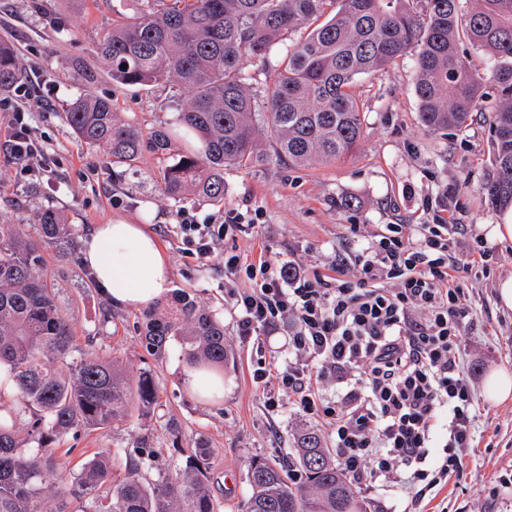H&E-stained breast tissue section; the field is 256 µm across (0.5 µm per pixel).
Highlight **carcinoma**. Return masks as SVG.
<instances>
[{
    "instance_id": "cac0c4a2",
    "label": "carcinoma",
    "mask_w": 512,
    "mask_h": 512,
    "mask_svg": "<svg viewBox=\"0 0 512 512\" xmlns=\"http://www.w3.org/2000/svg\"><path fill=\"white\" fill-rule=\"evenodd\" d=\"M154 8L112 23L100 51L112 79L149 85L175 79L188 90L181 128L143 133L120 119L106 98L84 96L65 112L89 147L131 165L149 149L163 162L164 192L224 200V171L267 160L263 141L295 168L327 165L351 153L363 133V115L349 89L408 53H415L414 92L423 125L449 133L484 115L492 133L491 203L512 207V0H473L464 30L463 0H153ZM299 33L295 41L286 36ZM493 58L490 75L474 72L463 41ZM265 71L272 87L263 101L253 93L247 63ZM126 68H121V65ZM24 78L10 46L0 43V93ZM495 95H485L486 84ZM41 243L66 245L74 230L54 210L40 213ZM143 345L161 357L178 342L193 367L224 366V324L190 295L172 294L161 310L142 313ZM12 395L31 413L28 440L19 443L10 415L0 414V512H220L208 484L209 448L192 450L182 466L152 474L154 450L125 454L114 472L105 448L69 477L49 445L80 429L129 422L150 412L158 388L151 370L132 373L117 361L86 353L74 343L44 272L40 243L19 224L0 223V368ZM246 512H370L319 435L298 438L296 457L283 467L264 458L247 466Z\"/></svg>"
}]
</instances>
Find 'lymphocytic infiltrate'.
Wrapping results in <instances>:
<instances>
[{
    "label": "lymphocytic infiltrate",
    "mask_w": 512,
    "mask_h": 512,
    "mask_svg": "<svg viewBox=\"0 0 512 512\" xmlns=\"http://www.w3.org/2000/svg\"><path fill=\"white\" fill-rule=\"evenodd\" d=\"M14 107L0 146L31 169L39 152ZM181 251L224 264V301L243 341L288 326V360H259L254 385L269 410L283 400L325 421L340 467L370 489L398 485L412 506L458 468L473 437L475 402L464 360L462 302L477 275L500 260L479 238L461 248L457 225L389 224L347 253L330 274L290 260L248 259L223 246L257 219L235 210L220 224L181 213ZM342 384L335 400L324 385Z\"/></svg>",
    "instance_id": "f902f5d3"
}]
</instances>
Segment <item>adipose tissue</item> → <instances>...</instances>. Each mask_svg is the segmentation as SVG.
<instances>
[{"instance_id": "ef3b65f1", "label": "adipose tissue", "mask_w": 512, "mask_h": 512, "mask_svg": "<svg viewBox=\"0 0 512 512\" xmlns=\"http://www.w3.org/2000/svg\"><path fill=\"white\" fill-rule=\"evenodd\" d=\"M82 258L103 291L119 306L140 309L170 289L166 254L142 225H94L83 241Z\"/></svg>"}]
</instances>
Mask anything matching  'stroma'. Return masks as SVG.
I'll return each instance as SVG.
<instances>
[{"instance_id": "stroma-1", "label": "stroma", "mask_w": 512, "mask_h": 512, "mask_svg": "<svg viewBox=\"0 0 512 512\" xmlns=\"http://www.w3.org/2000/svg\"><path fill=\"white\" fill-rule=\"evenodd\" d=\"M148 6L147 0H0V40L14 50L28 93L25 123L45 166L17 171L0 149V220L23 225L37 237L43 209L59 212L75 235L69 245L43 246L48 282L70 320L75 342L88 351L119 359L129 369H149L158 384L150 414L130 424L81 431L78 439L54 445L61 467L77 473L103 448L123 452L141 446L161 449L160 467L185 460L192 448L210 450L208 475L222 512H242L248 495L247 465L260 456L284 464L293 439L304 428L330 431L319 418L283 404L268 411L251 376L258 359H288V331L268 336L263 346L242 341L224 304V267L185 258L172 231L177 215L189 211L222 222L228 210H258L249 235L226 240L248 256L293 260L329 273L337 249L350 237L366 241L387 224H428L442 215L485 237L500 209L484 185L492 169L488 127L474 121L451 135L429 131L420 121L414 93L415 59L406 55L385 70L357 78L350 88L364 114L358 147L336 163L292 169L276 156L256 168L224 175V199L214 203L164 195L159 160L144 152L134 165L114 162L103 149L78 140L65 120L75 99H111L121 119L143 130L177 127L186 89L173 80L128 86L112 79V66L98 45L119 14ZM353 207H345L346 199ZM123 221L146 225L159 239L171 270L172 289L186 290L224 324L230 357L224 365V397L202 403L189 384L178 345L148 355L141 343L140 310L112 305L81 260L82 240L92 225ZM358 233H351V225ZM501 257L489 277L465 294L473 320L464 330V358L477 405L472 446L459 468L425 500V512H512V399L493 404L483 385L494 369L512 372V308L498 300L500 280L512 277V244L495 247Z\"/></svg>"}]
</instances>
